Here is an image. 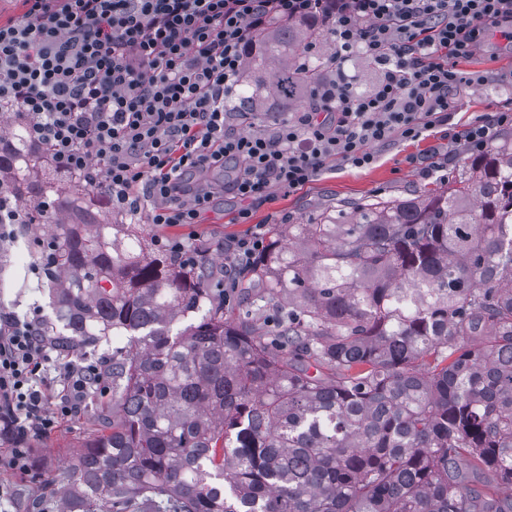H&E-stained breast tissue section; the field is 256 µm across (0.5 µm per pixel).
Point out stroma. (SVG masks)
I'll return each instance as SVG.
<instances>
[{
  "label": "stroma",
  "instance_id": "35a3bbf8",
  "mask_svg": "<svg viewBox=\"0 0 512 512\" xmlns=\"http://www.w3.org/2000/svg\"><path fill=\"white\" fill-rule=\"evenodd\" d=\"M458 69L486 76L481 87H461L454 95L455 108L447 126L435 128L415 142L394 141L377 146V161L368 169L335 164L324 168L315 179L293 194L274 192L270 201L254 209L249 223H238L240 201L232 194L216 197L212 210L200 224L179 226L145 225L148 241L174 237L219 239L225 243L246 237L257 225L302 224L323 210L350 209L381 194L389 199H403L431 186L424 174L433 165L461 164L468 150L463 133L475 117L486 112L512 110V53L491 55L479 47L468 58L459 60ZM53 229L52 224L13 225L9 238L0 240V311L22 316L51 314L47 289L42 288L36 273L38 247ZM103 398L85 401L81 411L61 419L50 433L28 435L24 442L0 441V488L12 495L9 512H29L31 502L42 499L46 480L60 477L79 452L83 440L96 423ZM24 446L30 467L20 472L10 459L17 446Z\"/></svg>",
  "mask_w": 512,
  "mask_h": 512
}]
</instances>
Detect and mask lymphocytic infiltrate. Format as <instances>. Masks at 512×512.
Instances as JSON below:
<instances>
[{"mask_svg": "<svg viewBox=\"0 0 512 512\" xmlns=\"http://www.w3.org/2000/svg\"><path fill=\"white\" fill-rule=\"evenodd\" d=\"M0 25V112L22 113L31 142L113 207L158 225L201 223L211 188L197 176L235 163L228 190L248 223L275 191L295 193L328 164H375L376 145L447 125L453 93L487 28L512 45V0H23ZM315 17L340 58L373 61L364 95L328 76L309 108L238 133L225 106L251 36ZM52 345L39 319L0 315V408L11 427L46 434L102 384L99 366L68 365L69 393L48 418Z\"/></svg>", "mask_w": 512, "mask_h": 512, "instance_id": "f902f5d3", "label": "lymphocytic infiltrate"}]
</instances>
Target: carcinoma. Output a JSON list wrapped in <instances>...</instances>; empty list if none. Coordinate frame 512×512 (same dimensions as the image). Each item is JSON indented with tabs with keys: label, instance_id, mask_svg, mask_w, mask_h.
<instances>
[{
	"label": "carcinoma",
	"instance_id": "cac0c4a2",
	"mask_svg": "<svg viewBox=\"0 0 512 512\" xmlns=\"http://www.w3.org/2000/svg\"><path fill=\"white\" fill-rule=\"evenodd\" d=\"M323 42L314 18L255 34L228 111H295L340 68L297 62ZM0 118V199L112 213L83 176L39 177L25 120ZM354 213L272 225L236 313L212 297L220 241L186 265L130 211L54 225L42 335L61 353L128 337L112 413L46 486L61 512H512V130L437 188Z\"/></svg>",
	"mask_w": 512,
	"mask_h": 512
}]
</instances>
